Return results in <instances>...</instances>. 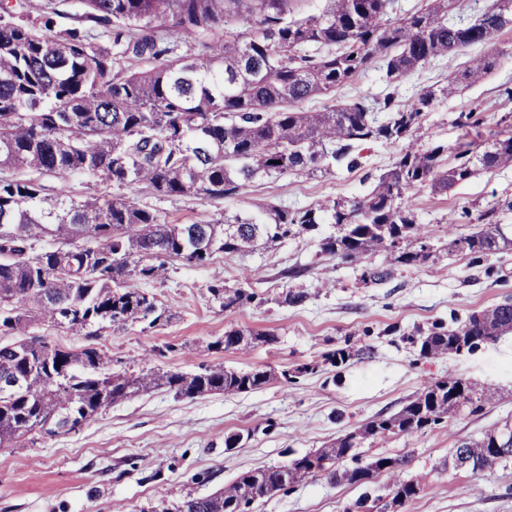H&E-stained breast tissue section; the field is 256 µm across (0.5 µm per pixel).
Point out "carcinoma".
Wrapping results in <instances>:
<instances>
[{"label":"carcinoma","instance_id":"cac0c4a2","mask_svg":"<svg viewBox=\"0 0 512 512\" xmlns=\"http://www.w3.org/2000/svg\"><path fill=\"white\" fill-rule=\"evenodd\" d=\"M77 2L75 23L62 27L65 7ZM299 0H0V171L33 170L56 182L54 193L32 179L0 177V447L36 444L67 434L112 403L167 388L182 398L259 390L274 376L265 367L239 370L222 363L195 372L112 368L101 349L62 348L32 329L50 323L94 338L107 328L140 324L153 330L171 315L131 282L164 280L169 264L207 263L215 253L243 255L291 236L319 239L320 253L361 264L387 252L389 266L362 269L365 284L391 278L393 266L411 270L431 254L430 231L419 223L407 194H443L478 172L512 168V129L487 145L453 150L429 141V113L475 80L493 73L505 53L477 48L512 30V0L492 4L472 19L460 0H424L398 13V0H326L302 14ZM475 52L466 66L437 85L404 96L403 83L419 67L462 49ZM374 66L385 85L379 95L312 110L307 104ZM403 144L391 168L365 194L290 210L268 203L222 223L169 224L137 199L77 200L76 175L134 185L160 198L232 199L257 182L286 174L332 175L361 166L364 146ZM512 199L482 211L472 232L448 233L450 252L470 263L512 246L497 217ZM337 233L324 236L321 225ZM53 239L51 247L34 244ZM211 296L226 310L254 303L248 288L216 279ZM308 298L289 289L276 298L296 307ZM512 332V301L474 312L456 328L434 322L406 335L419 356L437 360L459 353L462 338L473 353ZM273 335L229 328L210 347L247 352ZM367 348H337L323 362L340 368ZM319 368L304 363L279 372L295 383ZM497 390L448 375L428 380L397 413L377 417L315 453L279 466L239 473L224 491L161 501L149 512H252L253 483L267 494L316 477L362 485L380 475L388 489L405 491L406 456L356 449L369 440L421 432L465 411L493 403ZM502 429L459 440L448 464L457 471L491 472L512 462V446L492 453Z\"/></svg>","mask_w":512,"mask_h":512}]
</instances>
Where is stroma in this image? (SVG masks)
<instances>
[{"label": "stroma", "mask_w": 512, "mask_h": 512, "mask_svg": "<svg viewBox=\"0 0 512 512\" xmlns=\"http://www.w3.org/2000/svg\"><path fill=\"white\" fill-rule=\"evenodd\" d=\"M505 83H512V59L430 113L431 139L453 148L496 135L500 116L512 112V101L500 95ZM474 106L481 107L483 123L468 133L454 119ZM399 150L396 144L376 143L361 168L324 177L287 174L247 187L232 200L159 199L133 187L80 177L71 180L70 190L77 198L136 197L171 224L217 222L225 212L256 202L305 206L362 194ZM510 197L512 168L479 174L443 195L412 193L408 202L422 223L443 236L452 220L459 232L468 233L470 216ZM292 268L299 269V277H284V270ZM361 273V268L320 254L313 240L292 237L269 250L218 253L202 266L177 262L167 280L142 284V291L173 318L148 333L136 325L103 331L98 348L123 366L194 371L221 362L278 371L315 361L319 368L297 383L274 379L241 395L191 400L159 388L111 405L77 431L46 436L24 448H0V512H147L163 500L206 496L228 486L240 472L283 464L289 453L323 448L375 416L397 413L425 381L448 374L491 383L500 397L480 412L383 445L384 454L410 455L406 476L420 485L401 512H512V464L474 475L446 466L458 440L512 424V334L475 353L437 361L420 358L405 339L432 322L455 326L472 312L512 299V249L477 266L469 257L441 251L425 265L396 270L391 279L372 286L363 285ZM216 275L228 286L252 289L264 304L223 310L207 291ZM291 288L304 289L306 302L278 305L277 296ZM230 327L268 331L276 341L245 355L211 349V342ZM345 345L366 347L369 355L350 360L339 371L322 364L324 353ZM229 433L243 434L244 442L225 447ZM361 493L360 487L318 477L257 501L253 512H345Z\"/></svg>", "instance_id": "obj_1"}]
</instances>
